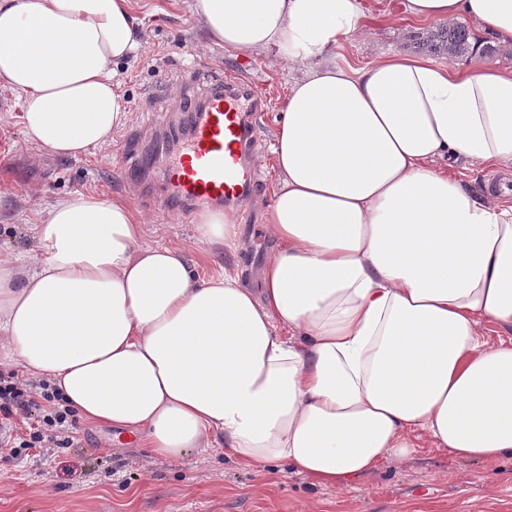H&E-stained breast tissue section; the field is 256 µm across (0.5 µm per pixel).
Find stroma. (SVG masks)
<instances>
[{
  "instance_id": "obj_1",
  "label": "stroma",
  "mask_w": 512,
  "mask_h": 512,
  "mask_svg": "<svg viewBox=\"0 0 512 512\" xmlns=\"http://www.w3.org/2000/svg\"><path fill=\"white\" fill-rule=\"evenodd\" d=\"M143 49L118 69L132 117L112 133L110 144L76 158H45L23 132L19 93L0 89V251L29 255L37 248L33 226L42 209L59 199L93 193L127 203L148 232V246L188 251L200 277L244 269L257 273L272 253L261 204L274 189L271 167L275 118L296 72L270 54H241L213 43L187 0H134ZM427 21L408 17L402 0H366L361 28L340 50L339 64L360 68L386 52L416 56L415 33ZM246 71L268 100L261 113V146L250 161L262 187L244 211L247 247L230 253L198 241L197 225L183 214L161 210L165 185L149 173V194L136 197L119 177L115 142L140 134L148 114L175 112L182 86L217 74ZM112 432L79 421L69 448H1L0 512H512V459L464 462L422 447L404 460L380 467L336 488L278 465L260 472L243 467L227 449L194 451L180 460L154 456L136 442L114 449Z\"/></svg>"
}]
</instances>
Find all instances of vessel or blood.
Segmentation results:
<instances>
[{"label": "vessel or blood", "mask_w": 512, "mask_h": 512, "mask_svg": "<svg viewBox=\"0 0 512 512\" xmlns=\"http://www.w3.org/2000/svg\"><path fill=\"white\" fill-rule=\"evenodd\" d=\"M264 109L258 87L237 78H217L201 90L188 88L184 130L158 139L151 155L123 145L125 175L139 165L164 166V209L194 214L212 208L240 207L255 189L258 175L248 159L259 135L257 114Z\"/></svg>", "instance_id": "1"}]
</instances>
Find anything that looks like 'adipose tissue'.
Here are the masks:
<instances>
[{"label": "adipose tissue", "mask_w": 512, "mask_h": 512, "mask_svg": "<svg viewBox=\"0 0 512 512\" xmlns=\"http://www.w3.org/2000/svg\"><path fill=\"white\" fill-rule=\"evenodd\" d=\"M512 43V0H404ZM213 42L298 70L274 130L260 286L209 280L179 248L143 245L123 202L56 201L34 262L0 253V367L46 379L85 421L159 457L223 446L343 488L411 455L512 457V205L444 164L512 166V69L336 51L362 0H190ZM140 46L132 0H0V85L27 141L74 157L129 119L118 66ZM201 240L238 251L205 215Z\"/></svg>", "instance_id": "1"}]
</instances>
